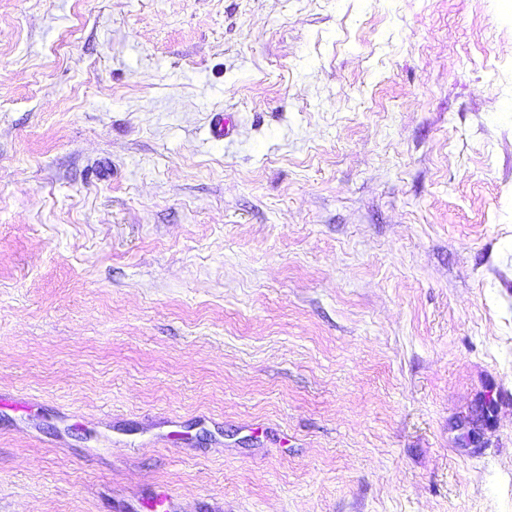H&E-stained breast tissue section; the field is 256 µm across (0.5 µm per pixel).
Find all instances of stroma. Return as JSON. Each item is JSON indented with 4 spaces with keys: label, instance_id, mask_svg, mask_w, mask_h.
I'll return each instance as SVG.
<instances>
[{
    "label": "stroma",
    "instance_id": "stroma-1",
    "mask_svg": "<svg viewBox=\"0 0 512 512\" xmlns=\"http://www.w3.org/2000/svg\"><path fill=\"white\" fill-rule=\"evenodd\" d=\"M0 395V512H512V0H0Z\"/></svg>",
    "mask_w": 512,
    "mask_h": 512
}]
</instances>
